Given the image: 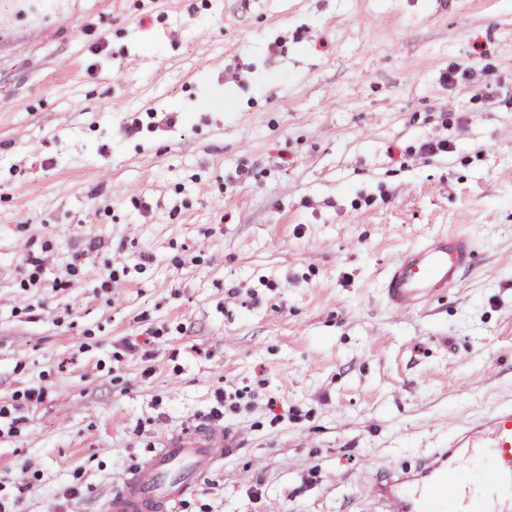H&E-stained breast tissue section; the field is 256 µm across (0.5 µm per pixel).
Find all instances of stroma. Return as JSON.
<instances>
[{"instance_id":"obj_1","label":"stroma","mask_w":512,"mask_h":512,"mask_svg":"<svg viewBox=\"0 0 512 512\" xmlns=\"http://www.w3.org/2000/svg\"><path fill=\"white\" fill-rule=\"evenodd\" d=\"M219 393L176 512H372L512 402V0H0V501L101 512ZM474 259L475 246L469 235L434 234L390 266L383 279V295L397 308H416L431 298L434 288L455 284Z\"/></svg>"}]
</instances>
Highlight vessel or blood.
Instances as JSON below:
<instances>
[{
  "mask_svg": "<svg viewBox=\"0 0 512 512\" xmlns=\"http://www.w3.org/2000/svg\"><path fill=\"white\" fill-rule=\"evenodd\" d=\"M474 259L469 235H432L390 266L383 295L395 307L416 308L435 288L455 284ZM224 446L223 430L204 423L168 436L107 497L104 512H173L190 492L191 478L223 461ZM372 497L380 512H512V404L460 423L414 468L388 470Z\"/></svg>",
  "mask_w": 512,
  "mask_h": 512,
  "instance_id": "obj_1",
  "label": "vessel or blood"
}]
</instances>
